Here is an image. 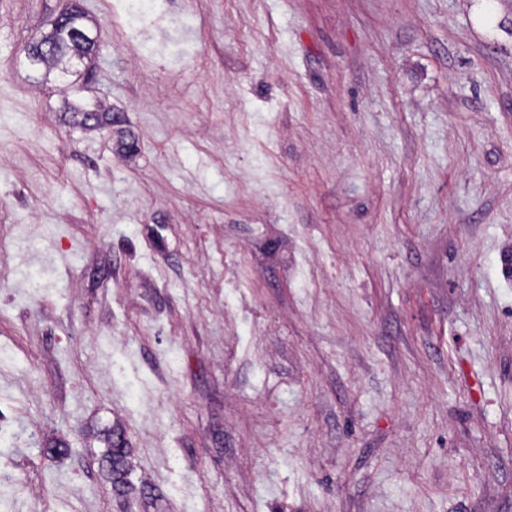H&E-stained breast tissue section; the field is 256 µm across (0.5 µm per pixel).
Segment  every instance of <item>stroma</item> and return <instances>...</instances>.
<instances>
[{"label":"stroma","mask_w":512,"mask_h":512,"mask_svg":"<svg viewBox=\"0 0 512 512\" xmlns=\"http://www.w3.org/2000/svg\"><path fill=\"white\" fill-rule=\"evenodd\" d=\"M125 3L0 0V512H512V0ZM74 19L75 16L73 10L71 8L66 9L54 19L49 32L42 34L32 42L37 50L47 54V56L40 57L36 62V65H42L45 67L46 76L50 75L53 70H57L63 74L72 73L66 68L67 60L69 58L79 56L83 57L88 51L89 44L85 39V36L81 32L72 29L64 32L57 39L55 50L53 52L56 35L63 28L71 25Z\"/></svg>","instance_id":"stroma-1"}]
</instances>
